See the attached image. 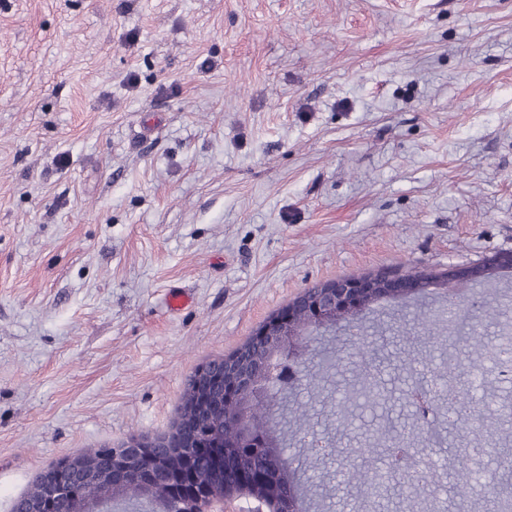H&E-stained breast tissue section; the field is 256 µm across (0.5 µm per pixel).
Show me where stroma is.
Masks as SVG:
<instances>
[{
  "label": "stroma",
  "instance_id": "stroma-1",
  "mask_svg": "<svg viewBox=\"0 0 512 512\" xmlns=\"http://www.w3.org/2000/svg\"><path fill=\"white\" fill-rule=\"evenodd\" d=\"M510 250L512 0H0V512L61 457L167 432L186 377L304 289ZM447 306L432 286L367 315L389 395L347 402L341 430L359 359L349 327L314 332L325 382L294 398L336 453L289 423L306 512H404L392 485L346 479L385 425L444 477L428 512H490L454 471L479 440L512 455L491 359L512 273L462 301L504 312L480 380L457 377L487 418L435 445L399 392L471 347L440 330L417 374L397 327ZM289 413L294 422L297 423L300 434H302L300 441L303 442V446L306 447L310 454L325 458L335 453L331 439L321 437L307 428V418L305 414L300 411V408H292Z\"/></svg>",
  "mask_w": 512,
  "mask_h": 512
}]
</instances>
